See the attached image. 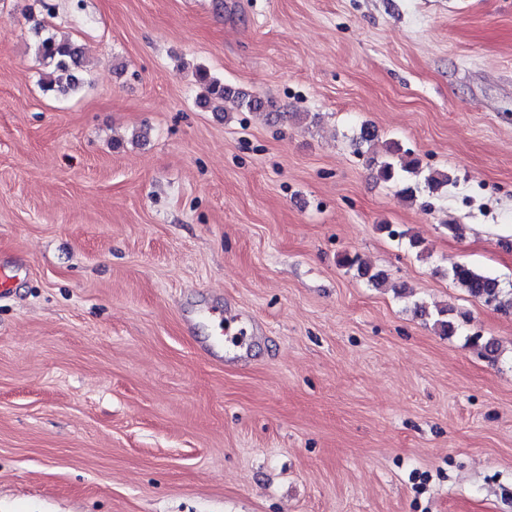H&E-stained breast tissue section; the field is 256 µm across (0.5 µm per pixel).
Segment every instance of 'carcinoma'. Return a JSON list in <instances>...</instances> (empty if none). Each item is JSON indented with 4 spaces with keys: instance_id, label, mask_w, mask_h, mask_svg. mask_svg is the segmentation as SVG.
<instances>
[{
    "instance_id": "cac0c4a2",
    "label": "carcinoma",
    "mask_w": 512,
    "mask_h": 512,
    "mask_svg": "<svg viewBox=\"0 0 512 512\" xmlns=\"http://www.w3.org/2000/svg\"><path fill=\"white\" fill-rule=\"evenodd\" d=\"M35 54L44 66L41 79L44 90L67 94L80 87L78 73L83 67V58L80 49L72 41L53 35L41 36L36 42ZM199 80L204 88V102L214 105L217 110H224L226 101L233 102L239 109L249 111H257L263 107V101L255 96L230 93L224 86V81L205 69L199 71ZM377 176L385 182L403 184L402 193L408 199L417 197L422 191L434 194L452 182L446 171L430 170L427 174H422L415 159L397 163L381 161L377 165ZM342 263L356 269L359 276L367 279L375 288H381L387 282L382 273L372 271L356 257L345 255ZM447 276L469 296L497 308L505 306L504 288L500 281L481 270L465 263L456 264L447 270Z\"/></svg>"
}]
</instances>
